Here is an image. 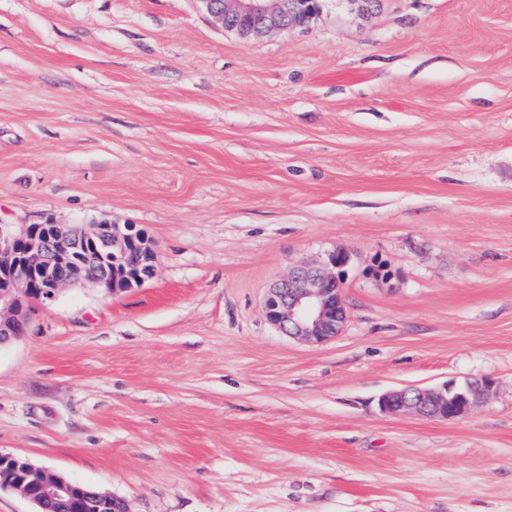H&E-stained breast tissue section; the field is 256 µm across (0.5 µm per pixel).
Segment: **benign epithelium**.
<instances>
[{"label":"benign epithelium","instance_id":"7a95c632","mask_svg":"<svg viewBox=\"0 0 512 512\" xmlns=\"http://www.w3.org/2000/svg\"><path fill=\"white\" fill-rule=\"evenodd\" d=\"M224 29L251 37L303 26L318 13L306 0H197ZM150 257L145 278L156 269L155 245L131 224H0V346L24 335L28 304L56 297L62 287L91 283L108 292L132 283L133 272ZM345 251L329 254L323 266L301 265L269 289L267 320L283 334L314 344L340 335L348 307L336 270L348 265ZM489 382L439 390L410 388L384 394L380 409L389 414L455 418L472 412ZM10 489L51 512H105L111 496L53 475L25 458L0 453V490Z\"/></svg>","mask_w":512,"mask_h":512}]
</instances>
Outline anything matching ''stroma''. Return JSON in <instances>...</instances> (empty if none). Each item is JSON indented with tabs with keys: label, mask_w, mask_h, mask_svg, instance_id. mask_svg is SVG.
<instances>
[{
	"label": "stroma",
	"mask_w": 512,
	"mask_h": 512,
	"mask_svg": "<svg viewBox=\"0 0 512 512\" xmlns=\"http://www.w3.org/2000/svg\"><path fill=\"white\" fill-rule=\"evenodd\" d=\"M131 224L154 276L0 346V452L128 512H512V0H325L243 38L196 0H0V224ZM311 344L271 284L337 249ZM486 378L450 419L407 386ZM346 251L329 254L324 266L301 265L269 289L267 320L283 334L314 344L332 341L342 332L348 307L336 269L348 265ZM488 381L473 382L455 389L445 385L439 390L410 388L384 394L380 409L389 414L414 413L420 416L455 418L472 412L484 399Z\"/></svg>",
	"instance_id": "35a3bbf8"
}]
</instances>
